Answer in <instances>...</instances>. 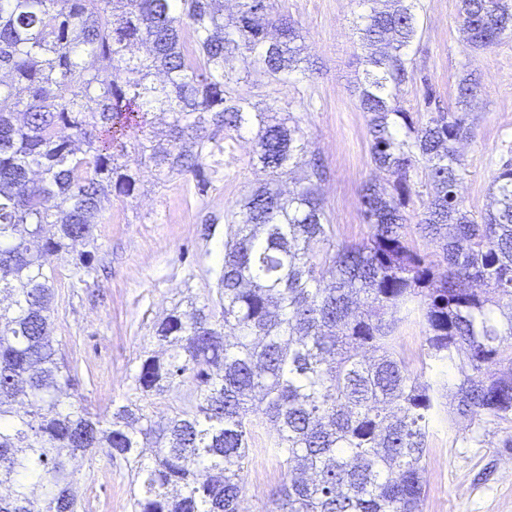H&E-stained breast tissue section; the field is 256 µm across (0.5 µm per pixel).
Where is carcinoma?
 <instances>
[{
    "instance_id": "cac0c4a2",
    "label": "carcinoma",
    "mask_w": 512,
    "mask_h": 512,
    "mask_svg": "<svg viewBox=\"0 0 512 512\" xmlns=\"http://www.w3.org/2000/svg\"><path fill=\"white\" fill-rule=\"evenodd\" d=\"M362 2L358 102L387 178L362 183L368 233L350 243L303 129L239 91L254 70H310L301 29L271 0H0V512H83L77 475L97 453L129 466L133 512H241L263 424L283 469L267 512H422L444 391L474 427L512 424V159L488 209L468 210L457 143L478 83L459 82L452 112L430 111L427 85V116L402 109L420 0ZM460 2L466 48L512 35L508 0ZM243 130L263 179L235 204L216 298L156 323L160 351L139 357L133 396L90 412L53 344V258L95 243L112 201L139 191L126 159L159 184L199 178L217 133ZM412 318L416 368L399 343ZM186 382L172 415L146 412Z\"/></svg>"
}]
</instances>
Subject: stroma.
Segmentation results:
<instances>
[{
  "label": "stroma",
  "instance_id": "35a3bbf8",
  "mask_svg": "<svg viewBox=\"0 0 512 512\" xmlns=\"http://www.w3.org/2000/svg\"><path fill=\"white\" fill-rule=\"evenodd\" d=\"M278 11L302 29L316 62L309 77L276 81L253 73V95L292 113L309 147L324 157L330 177L325 205L339 238L361 241L367 226L358 191L370 173L366 120L358 107L364 76L354 25L364 14L357 0H275ZM459 0H421L419 38L411 49L416 77L402 85L400 105L422 109L431 86L443 110L456 107L457 84L475 73L481 86L470 118L472 136L459 145L469 174L459 188L464 205L484 211L489 187L512 158V36L476 52L465 49ZM250 132L217 133L200 178L175 179L142 195L113 201L100 224L89 270H77V253L55 257L53 336L79 380L84 404L104 414L124 403L129 376L141 354L154 350V326L170 310L203 303L215 292L224 240L234 205L255 183ZM482 442L467 420L442 404L432 425L425 461L422 512H512V447L503 426L488 423ZM256 433L244 472L242 512H267L279 477L255 484L258 467L278 469ZM80 487L86 512H131V486L123 461L95 455L84 465Z\"/></svg>",
  "mask_w": 512,
  "mask_h": 512
}]
</instances>
